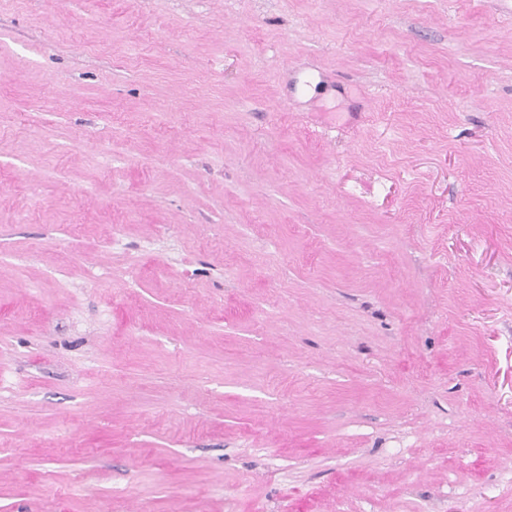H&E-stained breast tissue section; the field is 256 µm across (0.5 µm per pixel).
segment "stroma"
<instances>
[{"label":"stroma","instance_id":"1","mask_svg":"<svg viewBox=\"0 0 512 512\" xmlns=\"http://www.w3.org/2000/svg\"><path fill=\"white\" fill-rule=\"evenodd\" d=\"M0 512H512V0H0Z\"/></svg>","mask_w":512,"mask_h":512}]
</instances>
